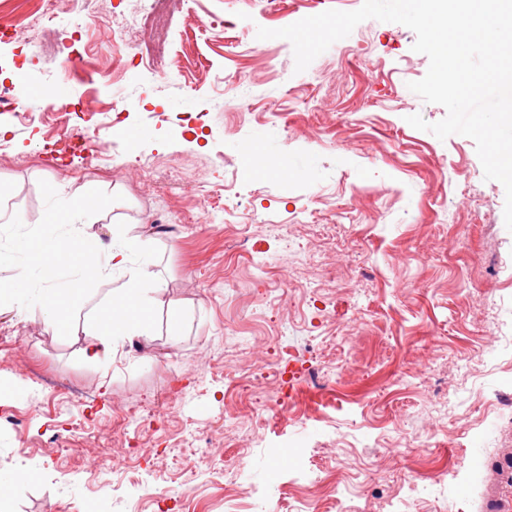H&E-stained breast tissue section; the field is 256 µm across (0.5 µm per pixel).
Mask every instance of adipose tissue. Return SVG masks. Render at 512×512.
I'll list each match as a JSON object with an SVG mask.
<instances>
[{
  "label": "adipose tissue",
  "instance_id": "1",
  "mask_svg": "<svg viewBox=\"0 0 512 512\" xmlns=\"http://www.w3.org/2000/svg\"><path fill=\"white\" fill-rule=\"evenodd\" d=\"M65 209L69 222L48 219L45 231L31 248L0 252V262L10 261L27 270L12 287L0 289V302H9L20 313L40 309L46 326L55 329L59 322L50 303L52 297L66 295L73 284L89 277H119L111 295L80 326L87 339L86 357L99 361L116 353L121 344L154 336V325L145 312L164 282L155 274L150 255L139 251L134 239L118 232L113 233L110 243L84 247V254L93 256V265L78 261L71 244L79 236L86 209L75 201L67 203Z\"/></svg>",
  "mask_w": 512,
  "mask_h": 512
}]
</instances>
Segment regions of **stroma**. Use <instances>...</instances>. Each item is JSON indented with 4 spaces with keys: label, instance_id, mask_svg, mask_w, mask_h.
<instances>
[{
    "label": "stroma",
    "instance_id": "obj_1",
    "mask_svg": "<svg viewBox=\"0 0 512 512\" xmlns=\"http://www.w3.org/2000/svg\"><path fill=\"white\" fill-rule=\"evenodd\" d=\"M115 2L95 0L97 21L62 81L65 95L112 97L99 73L112 68ZM362 3L282 0L269 12L259 0H194L190 15L171 23L168 80L142 68L123 85L139 101L123 123L100 110L70 114L66 128L88 131L105 147L92 163L78 151L49 159L66 129L52 117L24 124L0 115L8 142L0 151V208L20 218L17 243L42 231L52 197L75 198L88 210L84 241H110L115 227L150 240L166 284L149 311L155 334L147 350L117 354L107 365L86 361L83 336L68 328L111 291V281H84L58 298L56 333L41 311L21 317L0 307V376L21 386L0 398V476L26 475L10 489L11 512H224V477L204 455L225 448L233 431L222 373L279 315L293 320L300 356L290 382L262 386L271 425L244 451V484L258 483L263 466L290 483L310 469L332 478L340 452L368 459L395 424L405 459L385 470L363 467V512H378L411 475L442 467L464 475L474 450L446 408L482 418L499 370L512 365L504 187L485 180L471 138L442 141L407 123L414 114L431 123L446 115L407 87L429 67L408 27L366 20L301 73L288 40L256 37L261 26L279 29ZM228 13L236 27H221ZM57 67L40 26L30 28L24 48L0 43V86L24 82L36 99ZM233 74L249 78L246 94L257 110L238 111L220 95L218 76ZM246 147L285 159L287 169L243 179ZM133 156L148 161L151 175L120 174ZM170 168L197 179L199 190L163 182ZM203 191L225 195L210 224L189 220ZM465 195L477 202L472 211L457 207ZM263 294L271 306L257 305ZM173 300L192 310L175 338ZM495 326L502 354L488 359L482 341ZM312 363L320 379L305 377ZM124 405L143 421L126 424ZM288 407L315 423L282 419ZM288 441L306 446L289 463L275 453ZM129 443L159 453L113 474V452ZM481 459L470 501L442 488L443 512H512V410L491 422Z\"/></svg>",
    "mask_w": 512,
    "mask_h": 512
}]
</instances>
